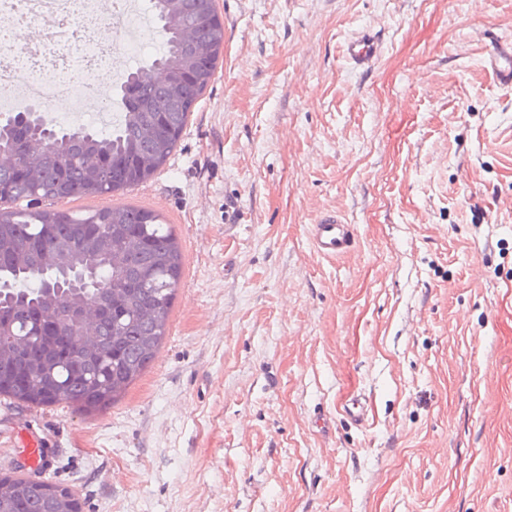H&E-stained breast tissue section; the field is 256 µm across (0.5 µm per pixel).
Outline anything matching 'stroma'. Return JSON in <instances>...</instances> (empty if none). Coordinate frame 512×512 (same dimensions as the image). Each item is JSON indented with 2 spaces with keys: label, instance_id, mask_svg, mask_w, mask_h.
I'll list each match as a JSON object with an SVG mask.
<instances>
[{
  "label": "stroma",
  "instance_id": "35a3bbf8",
  "mask_svg": "<svg viewBox=\"0 0 512 512\" xmlns=\"http://www.w3.org/2000/svg\"><path fill=\"white\" fill-rule=\"evenodd\" d=\"M215 7L223 62L165 170L68 203L173 225L169 335L104 410L0 397V474L81 512H512V88L482 62L512 0ZM324 210L356 229L333 260ZM381 51L379 39L370 29L359 31L345 43V56L356 69H368L377 60ZM311 249L325 259H336L347 254L355 239V228L339 212L322 211L310 225Z\"/></svg>",
  "mask_w": 512,
  "mask_h": 512
}]
</instances>
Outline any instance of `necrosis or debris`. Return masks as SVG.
<instances>
[{"label": "necrosis or debris", "instance_id": "obj_1", "mask_svg": "<svg viewBox=\"0 0 512 512\" xmlns=\"http://www.w3.org/2000/svg\"><path fill=\"white\" fill-rule=\"evenodd\" d=\"M147 13L145 0H112L106 15L100 0H0L13 22L0 31V112L38 101L64 123L90 106L109 113L105 83L143 45Z\"/></svg>", "mask_w": 512, "mask_h": 512}]
</instances>
